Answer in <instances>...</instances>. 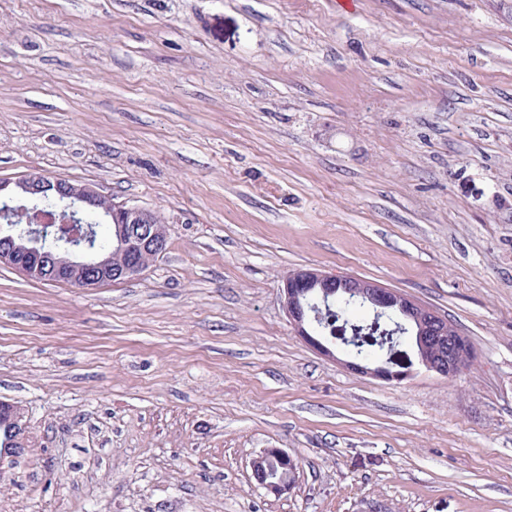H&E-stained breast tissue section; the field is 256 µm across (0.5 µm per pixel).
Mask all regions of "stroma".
Returning a JSON list of instances; mask_svg holds the SVG:
<instances>
[{
  "mask_svg": "<svg viewBox=\"0 0 512 512\" xmlns=\"http://www.w3.org/2000/svg\"><path fill=\"white\" fill-rule=\"evenodd\" d=\"M33 171L169 238L93 290L0 267V512H512V0H0V178ZM304 266L414 296L476 366L325 360L283 308ZM1 414L9 415L10 418L13 420L14 424L16 425L15 428V438H14V445L15 448H8L5 447V443L8 440V425L5 424L6 420H3L0 425V464L2 460L9 456H14L13 454H16L19 452L21 448H23V439L26 432L25 424L22 423L23 415L22 413L17 410L15 407H13L11 404L6 402H0V417ZM267 460L274 464L273 469L266 470L263 467V462ZM298 469L296 457L282 448L264 449L252 464L255 482L272 494H280L291 489L295 485Z\"/></svg>",
  "mask_w": 512,
  "mask_h": 512,
  "instance_id": "35a3bbf8",
  "label": "stroma"
}]
</instances>
